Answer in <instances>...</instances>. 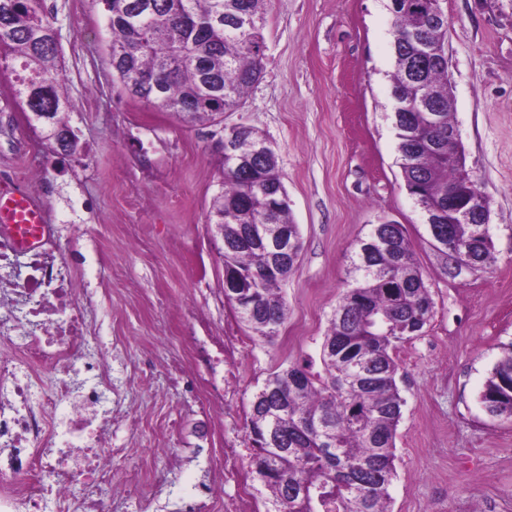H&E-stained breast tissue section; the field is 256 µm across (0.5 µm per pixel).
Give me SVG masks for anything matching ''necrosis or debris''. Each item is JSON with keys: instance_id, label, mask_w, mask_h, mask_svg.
Here are the masks:
<instances>
[{"instance_id": "necrosis-or-debris-1", "label": "necrosis or debris", "mask_w": 512, "mask_h": 512, "mask_svg": "<svg viewBox=\"0 0 512 512\" xmlns=\"http://www.w3.org/2000/svg\"><path fill=\"white\" fill-rule=\"evenodd\" d=\"M20 231L0 227V328L15 333L0 352V512H105L112 461L135 448L112 445V364L94 303L76 288L54 225H41L31 247L20 245ZM167 368L173 379L193 377L202 403L223 409L208 353ZM240 459L239 449H225L231 496L212 487L190 499L173 488L170 496L191 500L190 512H256Z\"/></svg>"}]
</instances>
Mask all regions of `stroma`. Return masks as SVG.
<instances>
[{
  "label": "stroma",
  "instance_id": "35a3bbf8",
  "mask_svg": "<svg viewBox=\"0 0 512 512\" xmlns=\"http://www.w3.org/2000/svg\"><path fill=\"white\" fill-rule=\"evenodd\" d=\"M388 0H269L262 79L223 125L201 126L130 98L106 62L101 0H43L64 57L80 150L54 158L42 205L67 244L76 285L93 295L118 384L112 512H138L132 475L209 482L223 449L250 447L253 392L288 365L319 367L347 286L349 254L370 225L403 224L434 301L423 333L397 351L405 400L390 512H512V424L479 395L512 347V0H443L453 119L466 166L491 201L495 260L451 276L408 195L392 121L394 16ZM274 147L302 251L282 286L288 318L257 341L224 299V244L209 232L222 183L225 125ZM233 336L224 425L172 386L179 336Z\"/></svg>",
  "mask_w": 512,
  "mask_h": 512
}]
</instances>
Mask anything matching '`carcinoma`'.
Instances as JSON below:
<instances>
[{
    "label": "carcinoma",
    "mask_w": 512,
    "mask_h": 512,
    "mask_svg": "<svg viewBox=\"0 0 512 512\" xmlns=\"http://www.w3.org/2000/svg\"><path fill=\"white\" fill-rule=\"evenodd\" d=\"M112 33L108 64L131 97L159 110L215 122L237 109L263 76L266 0H101ZM395 16L391 97L405 187L419 209L441 210L459 172L448 164V18L444 11L389 0ZM251 25L236 22L240 13ZM0 57L16 75L25 111L48 115L68 131L63 145L44 131L53 154L71 156L78 137L63 95V58L42 0H0ZM208 223L224 224V269L256 282L228 299L258 338L275 335L288 315L281 285L302 250L271 143L245 126L224 150V189ZM288 226L291 253L272 266L264 240ZM446 259L468 246L470 268L487 266L489 224H455L453 237L432 239ZM434 302L400 224H373L351 255L350 282L336 302L320 349L322 370L289 366L272 372L247 416L248 465L264 512H389L396 478V435L404 399L399 345L422 334ZM480 402L492 417L512 420V350L492 368Z\"/></svg>",
    "instance_id": "1"
}]
</instances>
